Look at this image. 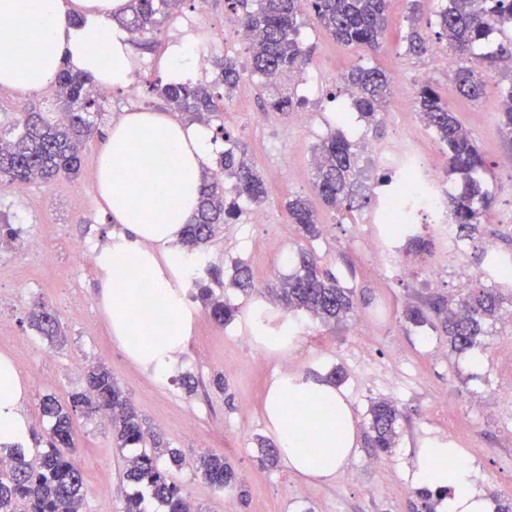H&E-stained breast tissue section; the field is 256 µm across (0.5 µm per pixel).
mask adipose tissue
<instances>
[{"label": "adipose tissue", "mask_w": 512, "mask_h": 512, "mask_svg": "<svg viewBox=\"0 0 512 512\" xmlns=\"http://www.w3.org/2000/svg\"><path fill=\"white\" fill-rule=\"evenodd\" d=\"M127 0H0V87L26 92L54 81L63 65L103 86L127 87L134 62L127 34L114 19ZM211 158L206 131L164 114L131 111L108 133L96 169L104 211L121 225L96 263L111 336L153 378L166 379L192 333L183 288L167 276L186 267L174 250L196 207ZM28 384L13 358L0 355V447L23 448L30 437L24 409ZM266 415L281 456L305 477L329 479L344 469L358 435L349 404L323 379L275 380ZM414 484L450 493L448 512H489L461 449L436 441L420 449Z\"/></svg>", "instance_id": "ef3b65f1"}]
</instances>
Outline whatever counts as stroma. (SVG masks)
<instances>
[{
    "label": "stroma",
    "mask_w": 512,
    "mask_h": 512,
    "mask_svg": "<svg viewBox=\"0 0 512 512\" xmlns=\"http://www.w3.org/2000/svg\"><path fill=\"white\" fill-rule=\"evenodd\" d=\"M204 10L205 25L192 39L181 34L182 18ZM409 0H391L386 41L375 54L344 47L313 22L301 28L304 43L313 48L305 73L318 83L303 103L308 124L299 126L292 116L271 111L259 92L261 76L251 69L248 45L243 39L224 40V28L236 15L227 0H185L179 10L162 13L157 30L130 38L131 54L139 65V99L112 90L98 99L97 135L83 150V175L50 186L31 184L26 195L0 192V224L9 223L18 240H0V307L10 308L11 327L0 332V354H9L22 376L28 377L26 411L32 433L49 429L40 410L43 395L68 402L83 391L88 365H101L112 374L133 401L145 427L164 445L181 449L184 464L173 471L200 512H445L447 494L422 496L412 484V469L420 448L444 438L462 449L477 469L479 485L491 504L512 499V325L493 327L490 336L471 352L456 355L448 338L430 325L415 326L403 317L405 307L422 296L439 292L453 295L458 281L450 276L430 285L425 265L397 262L380 274L360 239L362 209H323L315 190L311 158L316 147L334 128L350 139L389 143L400 132L415 133V151L429 158L450 194L462 184L449 177L444 149L420 121L414 95L430 83L448 99L458 119L482 146L489 171L486 186L494 196L491 219L472 240L471 285L485 281L481 273L482 245L493 241L502 254L512 252V226L496 223V216L512 212V143L502 135L497 119L499 95L469 102L459 98L452 74L432 56L417 57L407 50ZM188 42L211 60L236 62L240 78L231 95L205 115L202 125L211 136L212 156L224 151V133H231L262 175L267 176L268 212L265 224L230 220L204 247L202 266L195 278L212 288L219 300L239 308L238 317L216 323L209 308L188 288L193 311L192 336L178 357L174 373L155 381L128 355L124 345L107 333L100 303L101 283L90 262L66 254V241L85 240L99 250L110 228L99 199L98 185L88 173L94 170L105 134L120 117L133 110L165 111L154 87L168 82L165 59L171 47ZM370 64L390 76V94L383 108L384 122L371 127L357 112L343 111L346 101L343 75L352 67ZM54 90L44 85L27 93L7 91L0 97V125L10 126L28 107L48 111ZM288 167L290 181H273L271 170ZM308 198L318 210L320 234L302 237L288 216L290 198ZM40 239L45 257L27 252L23 242ZM314 254L345 286L354 289L358 309L354 318L326 326L304 312H284L268 295L254 297L230 288L235 262L249 265L255 279L274 287L297 269L300 252ZM41 300L55 309L62 334L50 340L28 323V311ZM287 318L298 335L292 345L271 351L264 363L243 352L238 336L252 331L258 318ZM375 321L373 333L361 326ZM346 377L339 392L350 403L360 434L368 432L367 411L373 401H393L402 417L395 448L380 452L360 441L345 469L331 479H307L291 472L284 462L270 465L259 448L260 438H274L265 414V401L274 380L281 375H327L333 367ZM447 391L454 408L441 406L435 395ZM74 457L84 479L83 512H123L130 486L124 477V451L112 442V427L101 416L76 413L73 417ZM218 453L233 467L239 484L233 491L213 489L196 469L197 459Z\"/></svg>",
    "instance_id": "1"
}]
</instances>
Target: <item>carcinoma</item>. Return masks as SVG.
I'll return each mask as SVG.
<instances>
[{"instance_id":"cac0c4a2","label":"carcinoma","mask_w":512,"mask_h":512,"mask_svg":"<svg viewBox=\"0 0 512 512\" xmlns=\"http://www.w3.org/2000/svg\"><path fill=\"white\" fill-rule=\"evenodd\" d=\"M185 0H129L126 13L116 24L137 37L156 29L159 5L178 8ZM389 0H228L232 10L241 14L240 28L249 40L252 68L262 77L275 75L279 81L263 82L269 107L276 112H290L300 105L295 91L283 78L293 81L304 71L310 51L298 42L304 18L322 27L336 42L376 52L382 47ZM512 28V0H446L438 12L435 37L423 36L416 28L407 36L410 50L419 55L442 45L464 64L454 71V81L461 97L482 98L488 90L491 72L499 69V61L512 57V51L500 43L495 51L482 54L477 49L496 32ZM218 82L231 92L237 85L236 63L226 59L220 63ZM345 85L356 92L352 105L369 124L378 123V110L388 88V77L378 67H353L344 77ZM55 96L65 113L64 120L47 118L30 110L16 119L8 130L0 129V187H19L37 182L50 185L60 179L78 176L83 167L82 146L95 127L91 109L96 106L94 80L65 66L53 83ZM157 94L176 112L195 115L212 112L217 107L208 84L171 81L156 86ZM499 126L512 138V81L499 88ZM416 110L424 126L431 130L447 149L448 176H458L464 191L448 195V215L457 236L471 240L480 232L492 208L493 197L481 175L488 168L486 158L468 130L451 110L448 101L431 86L420 87ZM224 149L217 170L206 171L195 214L181 240L183 248L193 252L207 243L220 225L235 216L238 206L226 202L221 177L228 175L238 198L260 205L267 196L262 176L244 157L233 136L221 130ZM316 190L322 204L334 210L370 203L368 187L359 181L357 145L335 130L316 148ZM288 214L303 235H319L316 213L308 200L297 197L288 201ZM231 286L243 293L252 291V277L244 263L235 264ZM197 298L210 304L213 319L224 324L232 321L238 308L211 297L210 288L194 280ZM507 289L503 281L489 286L467 288L454 297L431 295L404 311L405 319L416 325L439 323L448 346L463 354L477 346L489 329L503 320L502 307ZM278 300L287 312L304 310L325 324L346 321L355 311V293L343 286L331 273L322 270L310 253L299 255L297 271L281 283ZM31 327L49 339L58 335L59 322L43 302L28 314ZM43 415L50 419L47 447L34 449L31 457L16 451L10 461L0 466V512H82L83 479L68 455L73 447L74 413H109L112 418V441L116 448H137L144 443L145 428L135 407L102 366L87 372L85 391L71 397L63 406L52 395L41 400ZM398 408L384 400L371 403L368 409V440L383 452L395 447ZM167 455L170 462L181 464L176 449H144L126 458L125 477L134 487H145L164 512H189L187 495L176 483L169 469L159 463ZM198 470L216 490L234 487L237 478L224 457L216 454L200 456Z\"/></svg>"}]
</instances>
